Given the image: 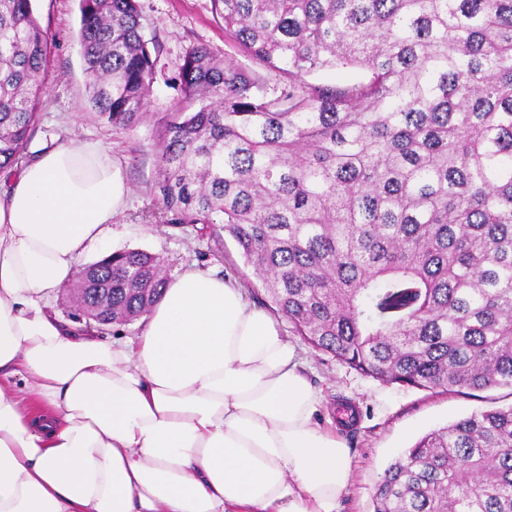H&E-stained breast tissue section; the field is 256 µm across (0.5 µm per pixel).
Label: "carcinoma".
I'll list each match as a JSON object with an SVG mask.
<instances>
[{
    "instance_id": "1",
    "label": "carcinoma",
    "mask_w": 512,
    "mask_h": 512,
    "mask_svg": "<svg viewBox=\"0 0 512 512\" xmlns=\"http://www.w3.org/2000/svg\"><path fill=\"white\" fill-rule=\"evenodd\" d=\"M248 63L191 48L161 123L158 210L220 229L318 351L383 383L512 387V0H214ZM89 103L146 117L159 45L137 0H80ZM49 37L0 0V173L23 161ZM338 66L366 79H313ZM85 320L148 314L159 256L81 267ZM374 512H512V406L433 430Z\"/></svg>"
}]
</instances>
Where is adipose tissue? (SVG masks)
<instances>
[{
	"label": "adipose tissue",
	"instance_id": "1",
	"mask_svg": "<svg viewBox=\"0 0 512 512\" xmlns=\"http://www.w3.org/2000/svg\"><path fill=\"white\" fill-rule=\"evenodd\" d=\"M0 199V512H337L351 450L294 343L231 280L185 271L133 339L51 299L127 206L97 144L47 151ZM22 387H11L14 378Z\"/></svg>",
	"mask_w": 512,
	"mask_h": 512
}]
</instances>
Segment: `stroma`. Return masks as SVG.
Returning a JSON list of instances; mask_svg holds the SVG:
<instances>
[{
	"mask_svg": "<svg viewBox=\"0 0 512 512\" xmlns=\"http://www.w3.org/2000/svg\"><path fill=\"white\" fill-rule=\"evenodd\" d=\"M147 37L162 46L149 105L150 117L131 129L113 126L92 109L80 45L79 0H34L41 28L51 35L44 93L25 159L72 142L98 143L118 164L130 187L124 213L112 226L104 247L87 252L83 263L104 252L142 249L160 255L169 277L185 270L216 271L243 289L247 299L264 311L272 304L235 241L189 224H155L147 216L156 211L154 184L159 165L158 120L170 112L177 92L169 83L185 52L204 44L218 57H238V49L224 36V20L213 0H139ZM299 354L321 391L317 419L332 425L351 450L350 487L338 512H374L373 496L388 466L424 434L490 407L512 405V388L484 391L465 388L446 391L385 384L367 377L306 343Z\"/></svg>",
	"mask_w": 512,
	"mask_h": 512,
	"instance_id": "obj_1",
	"label": "stroma"
}]
</instances>
